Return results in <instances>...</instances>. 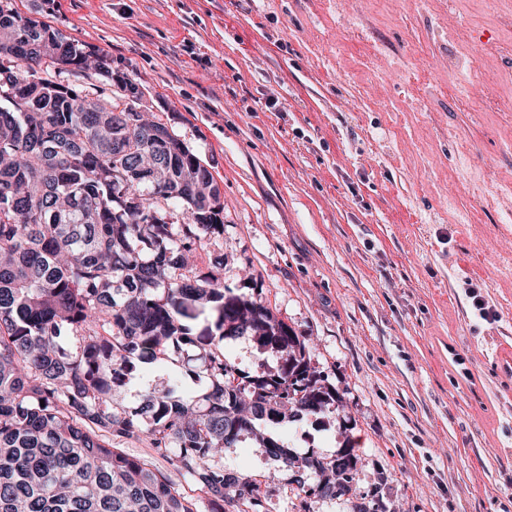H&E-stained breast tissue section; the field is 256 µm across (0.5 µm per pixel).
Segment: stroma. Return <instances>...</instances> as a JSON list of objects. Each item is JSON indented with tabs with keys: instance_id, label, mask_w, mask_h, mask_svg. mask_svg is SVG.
<instances>
[{
	"instance_id": "1",
	"label": "stroma",
	"mask_w": 512,
	"mask_h": 512,
	"mask_svg": "<svg viewBox=\"0 0 512 512\" xmlns=\"http://www.w3.org/2000/svg\"><path fill=\"white\" fill-rule=\"evenodd\" d=\"M14 6L144 90L222 190L199 271L305 338L335 388L333 411L282 438L353 448L356 493L298 495L264 449H225V468L269 478L267 512L370 494L386 512H512V0ZM224 352L246 372L284 364L249 335Z\"/></svg>"
}]
</instances>
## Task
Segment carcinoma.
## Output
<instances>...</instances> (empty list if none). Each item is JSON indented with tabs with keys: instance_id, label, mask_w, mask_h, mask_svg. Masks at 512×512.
I'll use <instances>...</instances> for the list:
<instances>
[{
	"instance_id": "carcinoma-1",
	"label": "carcinoma",
	"mask_w": 512,
	"mask_h": 512,
	"mask_svg": "<svg viewBox=\"0 0 512 512\" xmlns=\"http://www.w3.org/2000/svg\"><path fill=\"white\" fill-rule=\"evenodd\" d=\"M39 47L8 58L0 84V512H197L195 501L119 445L144 435L208 496L210 512H267L262 482L227 475L224 449L243 440L289 469L298 490L351 491L353 449L299 456L278 429L336 404L317 384L305 344L270 310L196 271L202 240L224 232L213 174L168 126L155 180L114 191L154 139L137 85L50 24L0 0V34ZM96 74L123 91L91 99L63 73ZM185 208L174 224L163 205ZM251 335L285 355L277 374L243 372L206 343ZM141 365L165 370L133 407L116 393Z\"/></svg>"
}]
</instances>
